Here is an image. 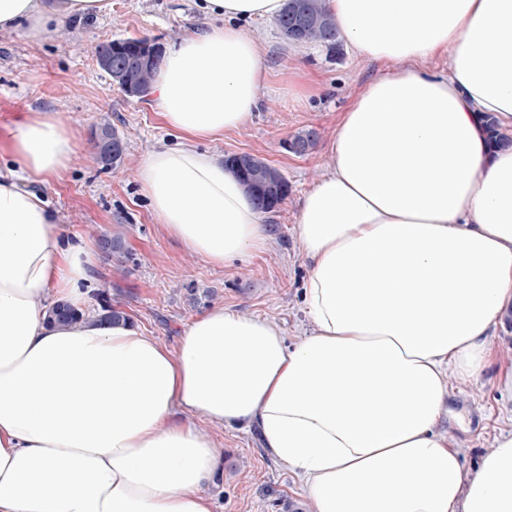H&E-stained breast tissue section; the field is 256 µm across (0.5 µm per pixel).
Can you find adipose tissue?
<instances>
[{
	"mask_svg": "<svg viewBox=\"0 0 512 512\" xmlns=\"http://www.w3.org/2000/svg\"><path fill=\"white\" fill-rule=\"evenodd\" d=\"M358 59L389 61L342 112L328 161L297 206L311 328L216 305L169 349L130 322L50 325V297L84 300L92 244L67 240L27 181L67 171L77 131L30 112L0 134V512H213L223 471L205 425L257 426L312 512H512V428L467 467L439 427L449 370L512 364L487 341L512 309V0H325ZM111 0H0V33L42 39ZM284 0H197L223 18L164 55L153 106L178 135L137 169L158 224L215 265L259 248L265 214L200 150L247 126L268 72L246 19ZM447 55V70L429 61Z\"/></svg>",
	"mask_w": 512,
	"mask_h": 512,
	"instance_id": "1",
	"label": "adipose tissue"
}]
</instances>
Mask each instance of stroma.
Returning <instances> with one entry per match:
<instances>
[{
    "instance_id": "stroma-1",
    "label": "stroma",
    "mask_w": 512,
    "mask_h": 512,
    "mask_svg": "<svg viewBox=\"0 0 512 512\" xmlns=\"http://www.w3.org/2000/svg\"><path fill=\"white\" fill-rule=\"evenodd\" d=\"M207 25L192 0H112L108 15L58 27L37 41L16 32L0 36V132L26 112H62L79 133L70 168L46 190L67 236L96 245L95 281L81 308L92 312L106 296L130 322L168 348H176L185 324L215 305L266 318L288 343L299 340L310 322L301 300L306 261L294 233L299 199L327 162V145L340 112L375 76L382 61L353 58L346 44L295 45L282 39L273 22L251 21L266 45L269 82L247 127L206 142L218 157L249 152L262 156L288 180V195L270 216L265 245L221 266L188 253L157 224L136 180L139 163L176 136L163 127L152 98L126 94L95 61L104 41L146 37L168 46ZM305 67L320 85L308 98L288 96V81ZM114 127L127 145L125 162L103 169L93 132ZM315 131L306 153L288 150L296 135ZM118 236L125 252L107 256L103 236ZM452 411L441 424L456 440L467 466L494 448L512 413V398L501 395L493 374L462 381L449 376ZM224 452V474L206 485L214 512H311L298 478L263 447L257 429L211 428Z\"/></svg>"
}]
</instances>
